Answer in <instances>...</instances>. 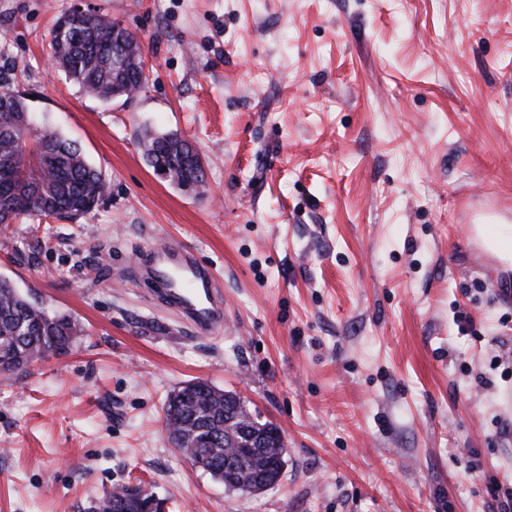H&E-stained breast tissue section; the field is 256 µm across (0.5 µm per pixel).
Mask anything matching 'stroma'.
Masks as SVG:
<instances>
[{
    "instance_id": "stroma-1",
    "label": "stroma",
    "mask_w": 512,
    "mask_h": 512,
    "mask_svg": "<svg viewBox=\"0 0 512 512\" xmlns=\"http://www.w3.org/2000/svg\"><path fill=\"white\" fill-rule=\"evenodd\" d=\"M137 34L149 79L104 103L53 69L57 18ZM0 84L110 182L74 221L0 230V276L81 343L0 380V512H502L512 500V275L467 226L512 225V0H0ZM189 140L199 192L149 168ZM183 243L224 291L201 336L138 268ZM279 426L283 475L225 490L169 442L184 383ZM138 144L145 162L174 186L197 192L204 188L205 170L200 154L184 138H171L170 133H140ZM195 160L194 165L189 163Z\"/></svg>"
}]
</instances>
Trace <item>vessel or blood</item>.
I'll return each instance as SVG.
<instances>
[{
	"label": "vessel or blood",
	"instance_id": "b4317fda",
	"mask_svg": "<svg viewBox=\"0 0 512 512\" xmlns=\"http://www.w3.org/2000/svg\"><path fill=\"white\" fill-rule=\"evenodd\" d=\"M145 275L158 298L177 309L203 335L224 330V295L210 269L199 265L183 244L161 240L148 249Z\"/></svg>",
	"mask_w": 512,
	"mask_h": 512
}]
</instances>
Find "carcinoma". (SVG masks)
Wrapping results in <instances>:
<instances>
[{
    "label": "carcinoma",
    "mask_w": 512,
    "mask_h": 512,
    "mask_svg": "<svg viewBox=\"0 0 512 512\" xmlns=\"http://www.w3.org/2000/svg\"><path fill=\"white\" fill-rule=\"evenodd\" d=\"M49 55L82 91L108 102L148 80L144 46L136 34L94 10L61 14L51 32ZM24 95L0 84V226L21 218L75 219L104 201L109 181L92 165L81 145L60 134L32 125ZM145 162L169 171L174 186L197 192L204 188L200 154L184 138L170 134H139ZM82 336L81 326L44 304L31 301L9 279L0 277V374L25 371L49 353L68 350ZM234 392L206 381H191L173 390L165 403L167 425L174 443L191 463L200 462L227 490L259 493V477L273 471L285 452L280 428L260 425L247 417ZM265 433L264 448L239 447L247 429ZM233 455L236 468L224 471Z\"/></svg>",
    "instance_id": "1"
}]
</instances>
